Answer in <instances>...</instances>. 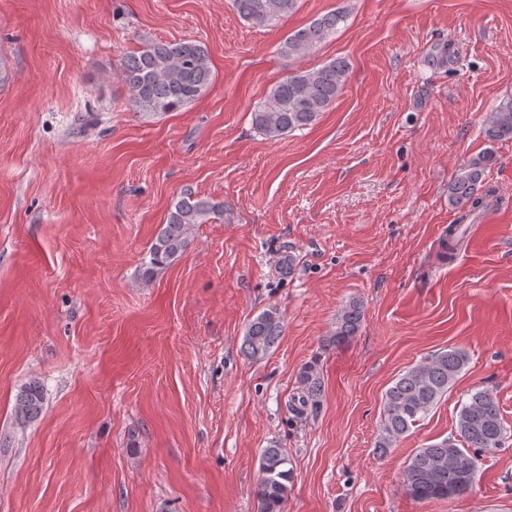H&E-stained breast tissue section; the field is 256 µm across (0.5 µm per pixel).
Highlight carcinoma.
Returning a JSON list of instances; mask_svg holds the SVG:
<instances>
[{
  "label": "carcinoma",
  "instance_id": "obj_1",
  "mask_svg": "<svg viewBox=\"0 0 512 512\" xmlns=\"http://www.w3.org/2000/svg\"><path fill=\"white\" fill-rule=\"evenodd\" d=\"M298 0H234L240 19L261 27H275L296 9ZM344 17L327 13L294 31L278 48L287 62L311 52L336 33ZM350 64L336 57L318 68L290 71L273 85L252 112L255 129L271 141L313 125L341 94ZM212 77L205 48L193 41L147 42L128 53L122 61L118 79L128 92V102L136 112L155 114L177 112L195 101ZM483 133L489 143L512 139V98L500 103L485 119ZM494 162L484 152L461 167L448 187V203L455 209H477L483 204L478 191ZM224 215V204L196 195L186 189L174 199L165 224L161 225L144 264L141 277L153 278L156 270L180 259L190 244L193 227L207 224ZM460 225L448 226L442 240L444 253L451 254L462 239ZM363 319L360 303L351 301L340 311L332 342L342 344L359 332ZM283 333V319L277 309L262 311L245 327L242 348L252 359L263 358ZM464 350H438L403 370L384 394V420L375 447L386 450L407 435L428 416L467 364ZM316 365L309 364L299 375L302 389L291 410L302 415L319 405L321 381ZM44 403L43 387L32 382L18 393L14 405L17 422L38 417ZM508 434L501 417L496 394L491 389H476L460 403L456 435L417 450L410 458L404 489L416 501L446 500L473 489L478 473L479 454L500 449ZM288 456L271 442L261 451L262 479L257 491L259 512H281L288 496Z\"/></svg>",
  "mask_w": 512,
  "mask_h": 512
}]
</instances>
